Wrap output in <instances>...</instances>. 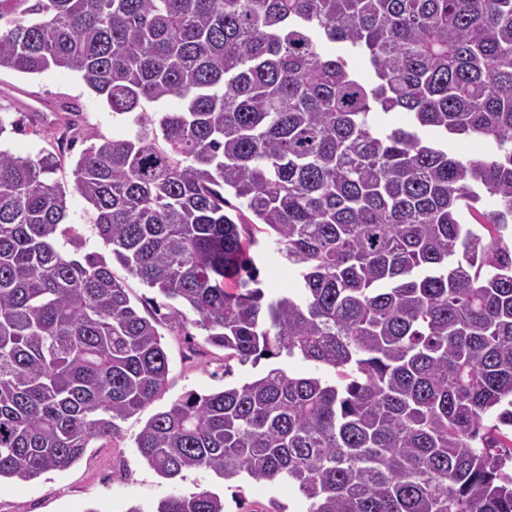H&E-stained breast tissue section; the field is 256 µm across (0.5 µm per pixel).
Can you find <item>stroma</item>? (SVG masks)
I'll use <instances>...</instances> for the list:
<instances>
[{"label": "stroma", "mask_w": 512, "mask_h": 512, "mask_svg": "<svg viewBox=\"0 0 512 512\" xmlns=\"http://www.w3.org/2000/svg\"><path fill=\"white\" fill-rule=\"evenodd\" d=\"M31 96L57 105L68 102L78 106L82 132L122 138L131 131L126 123L113 118L106 103L75 73L50 70L29 75L4 69L0 71V115L14 121L17 128L1 134L0 142L15 154L37 159L56 147L55 133L34 132L40 120L23 106ZM252 254L261 269L265 293H295L291 268L266 241H259ZM113 272L124 282L132 303L159 319L158 329L169 357L166 386L150 406L122 422L119 441H92L80 461L66 470L49 471L27 482H1L0 512H128L132 507L150 512L171 494L188 495L203 489L223 498L224 512H265L273 499L285 512H306V501L282 482L256 486L244 479L226 483L204 469L186 472L176 481L165 479L140 458L135 439L151 415L189 391L212 392L223 388L225 381L238 382L274 365L296 375L327 380L333 379V372L296 356L263 360L255 366L236 363L232 376H225L223 350L205 344L202 334L185 336L167 319L165 300L156 290L144 286L121 266H114Z\"/></svg>", "instance_id": "obj_1"}]
</instances>
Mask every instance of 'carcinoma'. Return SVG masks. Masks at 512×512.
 I'll return each mask as SVG.
<instances>
[{"mask_svg":"<svg viewBox=\"0 0 512 512\" xmlns=\"http://www.w3.org/2000/svg\"><path fill=\"white\" fill-rule=\"evenodd\" d=\"M2 68L76 73L137 130L82 137L73 170L108 256L75 258L64 155L0 149V481L68 468L162 393L117 262L177 327L195 314L224 375L335 373L185 393L135 441L161 477L281 481L308 512H512V0H0ZM259 234L299 293L265 298Z\"/></svg>","mask_w":512,"mask_h":512,"instance_id":"cac0c4a2","label":"carcinoma"}]
</instances>
